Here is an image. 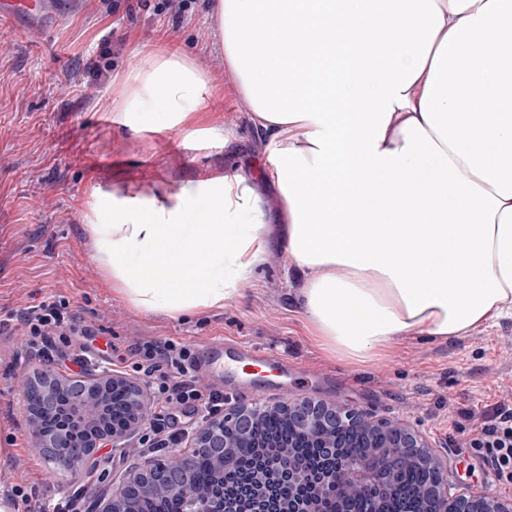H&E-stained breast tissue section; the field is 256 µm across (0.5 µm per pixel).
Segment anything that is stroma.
Wrapping results in <instances>:
<instances>
[{"label":"stroma","instance_id":"1","mask_svg":"<svg viewBox=\"0 0 512 512\" xmlns=\"http://www.w3.org/2000/svg\"><path fill=\"white\" fill-rule=\"evenodd\" d=\"M112 2L105 12L98 0H87L25 36L0 22V320L51 297L66 298L78 327L92 331L86 344L103 352L102 361L88 366L90 379L105 372L134 378L119 355L144 338L195 349L214 336L253 344L287 358L288 366L251 376L253 396L232 393L229 401L312 399L404 422L445 462L454 489L512 499V479L498 476L485 462V449L473 443L483 415L512 406V317L448 343H396L368 367L340 363L310 341L298 298L307 275L289 271L286 248L277 241L241 295L218 310L175 320L141 311L113 291L85 227L95 188L162 195L191 179L253 174L266 157L268 137L216 41L213 0H173L161 17L143 9L128 13V0ZM184 8L190 19L177 22ZM169 46L185 47L209 73L215 91L203 121L222 126L228 149L115 121L113 74L131 68L135 50ZM37 371L21 329L0 331V448L10 451L0 457V493L24 481L51 505L78 484L85 512H92L129 473L167 458L164 450L144 454L133 435L119 441L104 471L86 464L56 470L29 432L21 381Z\"/></svg>","mask_w":512,"mask_h":512}]
</instances>
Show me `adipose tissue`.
<instances>
[{
	"mask_svg": "<svg viewBox=\"0 0 512 512\" xmlns=\"http://www.w3.org/2000/svg\"><path fill=\"white\" fill-rule=\"evenodd\" d=\"M215 34L269 137L260 177L279 192L288 260L317 346L368 365L418 335L465 337L512 317V0H216ZM364 54L322 56L362 29ZM305 42L310 54L294 53ZM484 43L472 68L469 47ZM112 110L184 140L211 78L178 48L139 54ZM491 102L466 112L462 99ZM96 258L134 307L171 318L239 297L271 244L251 176L188 181L163 197L96 191Z\"/></svg>",
	"mask_w": 512,
	"mask_h": 512,
	"instance_id": "1",
	"label": "adipose tissue"
}]
</instances>
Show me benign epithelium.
<instances>
[{
    "instance_id": "1",
    "label": "benign epithelium",
    "mask_w": 512,
    "mask_h": 512,
    "mask_svg": "<svg viewBox=\"0 0 512 512\" xmlns=\"http://www.w3.org/2000/svg\"><path fill=\"white\" fill-rule=\"evenodd\" d=\"M53 375L45 374L38 390L28 387V407L34 421L31 433L47 449L54 465L70 469L73 455L82 449L88 459L98 447L97 435L109 432L117 442L137 431L147 420L150 405L140 384L119 374H105L73 389L62 398L55 392ZM274 413L288 423L296 441L333 449L334 465L320 473L321 490H334L348 501L363 498L367 512L380 510L383 474L374 468L376 460L389 458L400 468L414 467L424 473L414 489L419 512H512V500L494 496H467L448 492L444 466L430 450L427 439L417 430L397 421L373 419L345 405L304 399L294 404L241 406L224 401V415L212 418L195 432L192 447L208 448L221 465H229L240 448L253 446L261 422ZM305 473L294 460L284 457L264 462L257 475L242 483L236 497L224 499L209 512H322L319 496L290 498L283 503L260 492L258 486L275 481L299 484ZM163 486L170 496L187 497L196 491L187 465V454L171 451L168 460L135 473L118 493L100 499L94 512H130V500L143 490Z\"/></svg>"
}]
</instances>
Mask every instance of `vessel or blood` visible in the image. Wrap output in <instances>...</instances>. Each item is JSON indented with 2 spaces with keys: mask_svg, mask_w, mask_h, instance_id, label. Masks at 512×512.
<instances>
[{
  "mask_svg": "<svg viewBox=\"0 0 512 512\" xmlns=\"http://www.w3.org/2000/svg\"><path fill=\"white\" fill-rule=\"evenodd\" d=\"M53 16L52 0H0V20L17 22L21 31L47 23ZM205 353L197 373L209 385L223 384L225 376L263 365L284 366L283 358L248 343L215 337L204 344Z\"/></svg>",
  "mask_w": 512,
  "mask_h": 512,
  "instance_id": "vessel-or-blood-1",
  "label": "vessel or blood"
}]
</instances>
